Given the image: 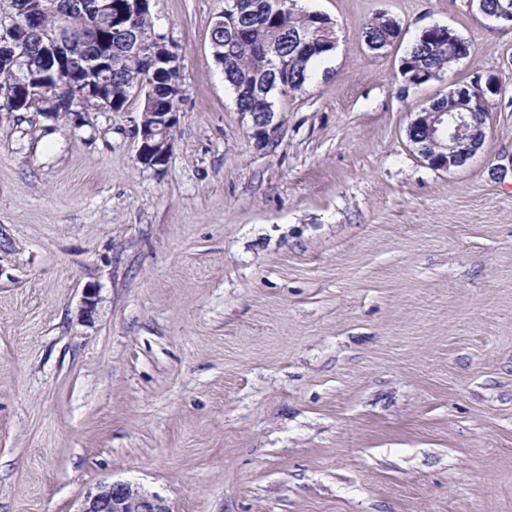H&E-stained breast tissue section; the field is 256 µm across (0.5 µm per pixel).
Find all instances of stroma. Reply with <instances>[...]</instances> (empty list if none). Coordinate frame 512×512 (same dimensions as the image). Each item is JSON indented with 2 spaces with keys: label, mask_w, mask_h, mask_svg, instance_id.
I'll use <instances>...</instances> for the list:
<instances>
[{
  "label": "stroma",
  "mask_w": 512,
  "mask_h": 512,
  "mask_svg": "<svg viewBox=\"0 0 512 512\" xmlns=\"http://www.w3.org/2000/svg\"><path fill=\"white\" fill-rule=\"evenodd\" d=\"M299 4L338 42L272 144L212 58L224 0L150 2L183 88L164 169L138 99L0 112V512L116 481L172 512H512V30L476 0ZM433 24L474 52L405 88ZM480 76L482 149L430 168L412 112ZM400 35L396 20L385 12H378L365 21L361 28V37L372 51H379L390 46Z\"/></svg>",
  "instance_id": "stroma-1"
}]
</instances>
